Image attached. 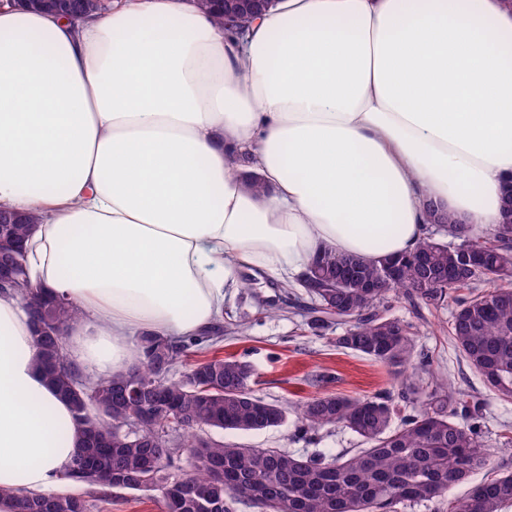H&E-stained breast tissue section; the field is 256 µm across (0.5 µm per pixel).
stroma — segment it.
<instances>
[{"instance_id": "35a3bbf8", "label": "stroma", "mask_w": 512, "mask_h": 512, "mask_svg": "<svg viewBox=\"0 0 512 512\" xmlns=\"http://www.w3.org/2000/svg\"><path fill=\"white\" fill-rule=\"evenodd\" d=\"M245 287L235 289L220 317L222 325H241L238 333L228 332L205 350H196L190 360L217 354L249 361L256 372L254 392L268 402L286 409L282 425L264 431L239 433L205 430L212 440L251 448H280L295 454L328 448L336 455L353 454L359 438L344 428L299 431L293 413L306 399L331 392L351 397L372 396L397 391L401 378L376 362L346 349L337 348L335 339L343 326H331L326 335L309 329V297L302 288H285L257 271L244 272ZM454 303L440 307L392 299L390 313L409 323L416 332L417 364L405 377L423 383L451 382L475 397L482 418L486 443L493 448L489 469L474 472L469 481L457 485L449 501L463 499L472 485L483 481L489 471H512V401L500 400L485 386L481 377L459 354L449 334Z\"/></svg>"}]
</instances>
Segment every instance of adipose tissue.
Returning a JSON list of instances; mask_svg holds the SVG:
<instances>
[{
    "label": "adipose tissue",
    "instance_id": "ef3b65f1",
    "mask_svg": "<svg viewBox=\"0 0 512 512\" xmlns=\"http://www.w3.org/2000/svg\"><path fill=\"white\" fill-rule=\"evenodd\" d=\"M510 181L512 0H277L241 37L197 0L0 7V209L37 215L30 281L79 308L66 347L100 376L133 333L211 325L243 271L408 252L431 207L493 228ZM76 448L0 292V488L52 490ZM28 2L26 6L35 8L38 10H42L45 12H57L64 13L69 12L72 8L74 1L80 2L79 5L86 11L88 15L96 14L102 12L101 5L99 3L100 0H25ZM69 20L71 21H81L86 16H84L80 12L71 11L67 14Z\"/></svg>",
    "mask_w": 512,
    "mask_h": 512
}]
</instances>
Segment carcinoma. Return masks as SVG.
Returning a JSON list of instances; mask_svg holds the SVG:
<instances>
[{"label":"carcinoma","instance_id":"1","mask_svg":"<svg viewBox=\"0 0 512 512\" xmlns=\"http://www.w3.org/2000/svg\"><path fill=\"white\" fill-rule=\"evenodd\" d=\"M74 1L89 15L101 12L99 0H27L31 8L61 14ZM225 2L223 9L215 0H198L230 29L225 11L247 5ZM504 199L505 223L488 232H466L431 211L436 230L411 252L371 260L319 256L300 279L314 301L311 328L336 321L345 326L336 346L402 374L414 359V333L410 323L388 314L389 299L402 295L439 306L466 290L450 325L452 338L486 387L512 401V288L501 284L512 277V191ZM37 223L34 215L0 217V253H23ZM437 231L452 240L436 238ZM343 269L366 287H336ZM380 280L388 286L372 287ZM7 291L29 312L40 368L74 411L78 452L61 477L70 487L155 492L163 512H235L242 501L259 512H398L401 505L441 499L490 464L480 421L469 415V395L445 382L411 383L395 397L323 393L303 402L296 413L300 430L342 427L361 439L364 447L347 458L214 442L201 431L257 432L286 421L285 410L255 395L254 368L245 360L214 356L192 364L183 380L167 378L199 339L219 337L223 327L187 342L142 333L130 372L83 381L65 350V330L80 316L77 306L33 287L21 260ZM134 378L142 386L137 398L125 395ZM182 445L198 458L188 475L175 464ZM4 494L14 512H94L100 501L69 490H0ZM509 504L512 472L476 485L450 512H501Z\"/></svg>","mask_w":512,"mask_h":512}]
</instances>
